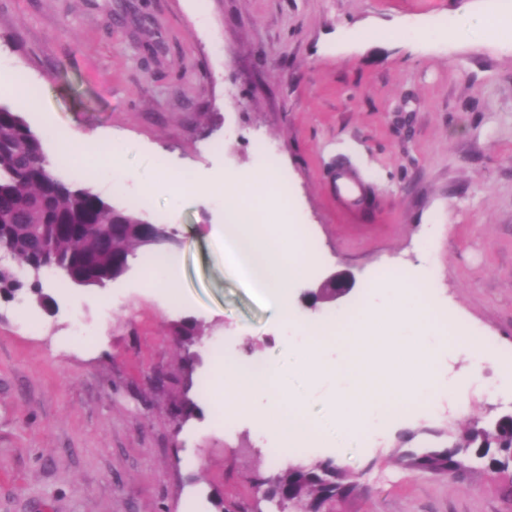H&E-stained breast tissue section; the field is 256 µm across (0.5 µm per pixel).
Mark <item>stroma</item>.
<instances>
[{
  "instance_id": "1",
  "label": "stroma",
  "mask_w": 512,
  "mask_h": 512,
  "mask_svg": "<svg viewBox=\"0 0 512 512\" xmlns=\"http://www.w3.org/2000/svg\"><path fill=\"white\" fill-rule=\"evenodd\" d=\"M495 33L461 37L464 15ZM0 55L30 85L24 117L45 153L73 128L119 147L134 178L102 189L121 207L154 160L200 185L230 177L276 218L295 212L318 260L289 290L319 322L364 305L387 271L435 266L440 309L512 366V11L504 0H0ZM288 197L265 194L258 143ZM145 220L174 230L179 294L144 287L148 249L100 289H54L55 313L0 298V512H222L254 504L269 464L261 415L218 423L214 388L229 356L269 365L287 331L258 305L212 234L215 194L152 193ZM352 291L310 305L332 274ZM193 318L194 342L176 337ZM467 411L440 405L307 454L358 481L339 512H512L498 480L410 469L397 449L447 445L474 421L512 412L469 390Z\"/></svg>"
}]
</instances>
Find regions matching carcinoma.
I'll list each match as a JSON object with an SVG mask.
<instances>
[{
    "label": "carcinoma",
    "instance_id": "carcinoma-1",
    "mask_svg": "<svg viewBox=\"0 0 512 512\" xmlns=\"http://www.w3.org/2000/svg\"><path fill=\"white\" fill-rule=\"evenodd\" d=\"M45 161L42 141L22 113L0 105V213L11 215L13 224L3 242L12 246L23 266L44 244L46 226L69 218L91 228L80 238L53 240L61 268L81 263L84 254L92 251L99 267L112 269V263L140 245L137 233L112 235L108 227L112 204L89 187L63 180ZM17 288L37 297L46 294L43 282L28 272L20 275L1 268L0 291L10 294ZM398 457L407 467L421 471L478 465L488 476L503 480V491L512 496V413L486 426L473 424L444 448L403 450ZM259 483L270 505L283 510L293 504L307 512L327 501L338 504L355 488L352 476L332 460L312 465L297 459L269 467L260 473Z\"/></svg>",
    "mask_w": 512,
    "mask_h": 512
}]
</instances>
